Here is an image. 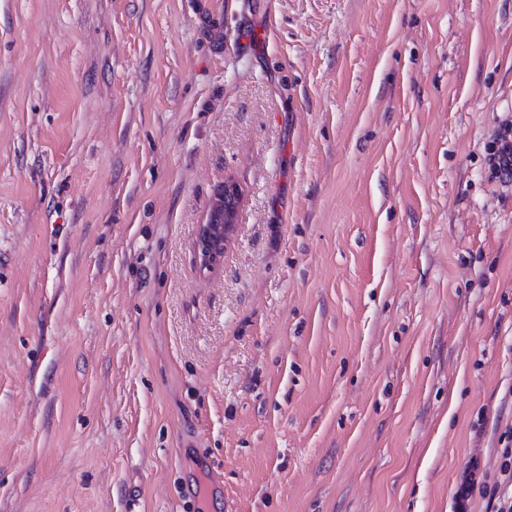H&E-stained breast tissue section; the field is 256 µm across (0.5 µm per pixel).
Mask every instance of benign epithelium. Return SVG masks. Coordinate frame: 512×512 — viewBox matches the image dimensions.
I'll return each mask as SVG.
<instances>
[{
  "label": "benign epithelium",
  "instance_id": "7a95c632",
  "mask_svg": "<svg viewBox=\"0 0 512 512\" xmlns=\"http://www.w3.org/2000/svg\"><path fill=\"white\" fill-rule=\"evenodd\" d=\"M237 188L224 184V195L216 198L206 222L198 226L197 253L202 267L212 268L224 256V247L234 233Z\"/></svg>",
  "mask_w": 512,
  "mask_h": 512
}]
</instances>
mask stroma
Listing matches in <instances>:
<instances>
[{"label": "stroma", "instance_id": "1", "mask_svg": "<svg viewBox=\"0 0 512 512\" xmlns=\"http://www.w3.org/2000/svg\"><path fill=\"white\" fill-rule=\"evenodd\" d=\"M508 124L512 0H0V512H456ZM511 144L512 147V130L511 127L508 126L504 128L502 132L499 133L496 144L493 148V152L490 156V168L492 174L496 177H502L503 180L507 181L511 178L512 181V166H511V150L508 148L503 154V171L500 176V168H501V160H502V152L503 149L506 148L508 144ZM237 188L224 184V195L217 197L205 224L197 231V253L202 267L211 269L224 256V247L234 233Z\"/></svg>", "mask_w": 512, "mask_h": 512}]
</instances>
